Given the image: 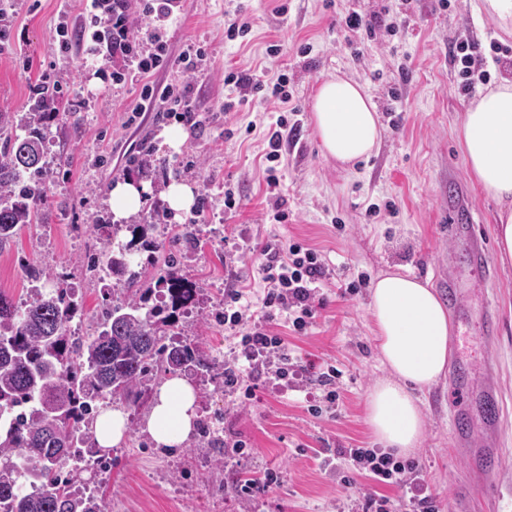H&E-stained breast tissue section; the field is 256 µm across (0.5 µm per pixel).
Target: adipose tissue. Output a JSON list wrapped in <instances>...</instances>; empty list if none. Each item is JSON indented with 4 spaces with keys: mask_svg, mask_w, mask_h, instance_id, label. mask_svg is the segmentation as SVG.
<instances>
[{
    "mask_svg": "<svg viewBox=\"0 0 512 512\" xmlns=\"http://www.w3.org/2000/svg\"><path fill=\"white\" fill-rule=\"evenodd\" d=\"M312 112L324 156L341 165L368 157L380 139L377 106L350 79H324ZM458 138L476 185L499 206L498 259L511 266L512 79H502L468 106ZM370 294L374 339L386 375L367 396L366 423L383 450L409 456L420 448L426 427L419 395L439 382L448 365L451 321L433 288L400 271L381 273ZM197 419L193 386L173 376L156 390L145 429L157 447L177 448L193 435Z\"/></svg>",
    "mask_w": 512,
    "mask_h": 512,
    "instance_id": "ef3b65f1",
    "label": "adipose tissue"
}]
</instances>
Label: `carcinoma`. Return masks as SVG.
<instances>
[{"label":"carcinoma","mask_w":512,"mask_h":512,"mask_svg":"<svg viewBox=\"0 0 512 512\" xmlns=\"http://www.w3.org/2000/svg\"><path fill=\"white\" fill-rule=\"evenodd\" d=\"M56 112L0 113L5 138L0 159V245L30 224H48L50 166L47 143ZM169 217L159 205L144 224H128L132 238L113 245L118 225L98 219L93 229L103 239L86 271L106 263L124 282L122 296L109 298L95 334L70 336L82 316L84 298L73 287L43 290L35 283L51 274L26 266L34 282L29 298L16 303L0 292V512H107L104 498L75 485V454L99 456L92 431L98 405L120 401L131 407L148 394L158 369L209 377L224 373L198 345L182 339V318L197 303L196 283L168 259L150 258L133 270L134 252L164 247L148 229ZM157 288L160 303L147 306L143 282ZM33 480L36 490L24 489Z\"/></svg>","instance_id":"cac0c4a2"}]
</instances>
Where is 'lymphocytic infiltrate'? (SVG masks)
Returning <instances> with one entry per match:
<instances>
[{"mask_svg": "<svg viewBox=\"0 0 512 512\" xmlns=\"http://www.w3.org/2000/svg\"><path fill=\"white\" fill-rule=\"evenodd\" d=\"M91 21L79 43L87 56L97 54V46L112 30L130 22L129 13L117 10L115 0H89ZM450 54L458 67L462 93L472 91L476 83L486 81L489 73L484 58L474 42L454 40ZM259 273L264 284L259 311H251L245 291L231 289L224 294V323L229 329L244 327L234 359L224 364V384L238 387L244 397H251L253 382L259 375L284 380L299 368L285 340L274 330L276 319H283L296 333L312 325L321 306V287L330 272L315 249L300 242L273 239L261 250ZM338 459L350 470L366 476L373 489L358 498L357 512H435L434 501L427 494L418 470L405 467L392 454L372 448H340ZM384 487L405 490L400 500L381 495Z\"/></svg>", "mask_w": 512, "mask_h": 512, "instance_id": "1", "label": "lymphocytic infiltrate"}]
</instances>
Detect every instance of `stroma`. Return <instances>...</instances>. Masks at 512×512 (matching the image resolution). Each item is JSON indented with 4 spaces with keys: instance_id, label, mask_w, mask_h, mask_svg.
<instances>
[{
    "instance_id": "stroma-1",
    "label": "stroma",
    "mask_w": 512,
    "mask_h": 512,
    "mask_svg": "<svg viewBox=\"0 0 512 512\" xmlns=\"http://www.w3.org/2000/svg\"><path fill=\"white\" fill-rule=\"evenodd\" d=\"M476 2L450 0L439 10L434 0H174L173 19L160 31L166 63L150 82L158 90L186 87L194 109L186 124L161 98L144 105L141 83L125 77L138 54L156 43L137 41L129 54L104 46L94 60L77 46L64 53L56 28L64 20L69 34L80 31L83 0H8V16L0 21V112H28L35 86H60L48 149L61 171L51 179L50 224L23 229L0 250V289L25 300L31 288L26 264L43 266L80 288L88 316H95L103 297L99 286L88 284L83 259L101 247L93 224L110 215L112 187L128 179L147 184L146 214L168 182L195 189L193 208L177 218L186 228L178 244L183 270L201 289L183 334L207 352H223L228 361L235 356L238 335L225 330L217 314L225 289L259 299L261 241L275 235L309 244L331 271L313 324L284 336L305 365L341 371L336 403L324 402L305 374L279 384L258 379L249 400L225 389L219 406L213 383L197 378L198 414L222 447L204 444L196 433L182 447L159 448L144 430L150 402L141 400L127 410L123 443L109 451L111 471L97 478L109 512H352L371 482L350 474L335 451L375 447L365 401L385 375L374 347L369 290L358 282L394 265L429 281L443 300V281L451 277L457 285L448 308L449 359L459 363L463 387L444 377L423 395L426 430L410 460L438 512H456L458 489L483 482L490 489L479 512H512V268H502L494 247L498 205L474 183L457 139L472 97L459 91L448 53L449 40L459 36L474 39L484 53L493 40L512 47V32L478 13ZM352 12L397 21L399 28L367 37L343 25ZM239 18L250 22V32L228 39L229 24ZM190 45L203 53L191 80L179 61ZM237 71L263 83L287 75L293 112L284 113L262 92L240 101L224 82ZM336 74L368 89L382 129L378 148L351 167L324 158L313 129V94ZM397 114L402 121L395 127ZM282 115L299 131L283 135L278 169L288 218L278 223L268 216L263 155ZM179 126L188 138L175 151L162 134ZM145 148L151 166L133 167ZM228 189L236 198L231 209L224 206ZM452 208L472 216L489 247L488 269L474 266L466 247L450 238ZM487 312L496 321L490 342L481 332ZM491 383L502 391L507 417L493 434L478 405ZM312 404L320 413L309 412ZM452 406L466 411L463 432L449 420ZM492 449L501 456L498 468L485 477L470 469L476 451ZM218 458L224 461L219 485L211 477ZM269 471L278 475L275 484L241 491L245 480ZM347 477L352 487H344Z\"/></svg>"
}]
</instances>
